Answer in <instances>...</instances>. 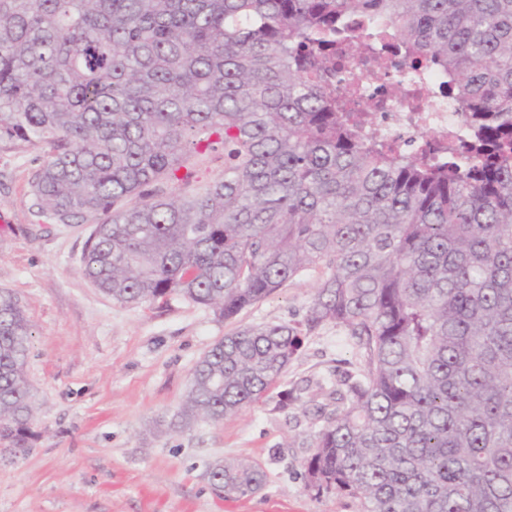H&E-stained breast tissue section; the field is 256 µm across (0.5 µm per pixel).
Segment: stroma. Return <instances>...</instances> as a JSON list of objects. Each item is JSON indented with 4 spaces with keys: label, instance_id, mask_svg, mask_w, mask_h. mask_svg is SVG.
I'll return each instance as SVG.
<instances>
[{
    "label": "stroma",
    "instance_id": "35a3bbf8",
    "mask_svg": "<svg viewBox=\"0 0 512 512\" xmlns=\"http://www.w3.org/2000/svg\"><path fill=\"white\" fill-rule=\"evenodd\" d=\"M44 159L0 143V289L20 298L34 326L25 376L38 434L24 457L0 459V512H358L350 498H317L305 486L320 392L364 367L348 328H304L323 270L302 272L232 321L179 296L114 302L80 272L92 223L55 224L32 206ZM223 173L218 147L192 158L170 190L197 191ZM280 323L302 328L303 344L263 399L219 423L175 427L191 373L216 341ZM289 389L299 400L281 406ZM218 457L256 461L265 488L220 498L205 476Z\"/></svg>",
    "mask_w": 512,
    "mask_h": 512
}]
</instances>
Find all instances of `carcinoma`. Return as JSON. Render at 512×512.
<instances>
[{
	"instance_id": "carcinoma-1",
	"label": "carcinoma",
	"mask_w": 512,
	"mask_h": 512,
	"mask_svg": "<svg viewBox=\"0 0 512 512\" xmlns=\"http://www.w3.org/2000/svg\"><path fill=\"white\" fill-rule=\"evenodd\" d=\"M448 75L474 140L446 164L364 138L350 20ZM224 176L146 188L202 149ZM48 148L32 206L95 228L81 272L121 304L181 296L226 321L323 268L306 326L347 327L365 369L336 380L306 488L359 512H512V0H0V142ZM33 328L0 290V448L36 437ZM237 329L197 362L179 425L258 402L300 347ZM225 499L266 484L217 459Z\"/></svg>"
}]
</instances>
